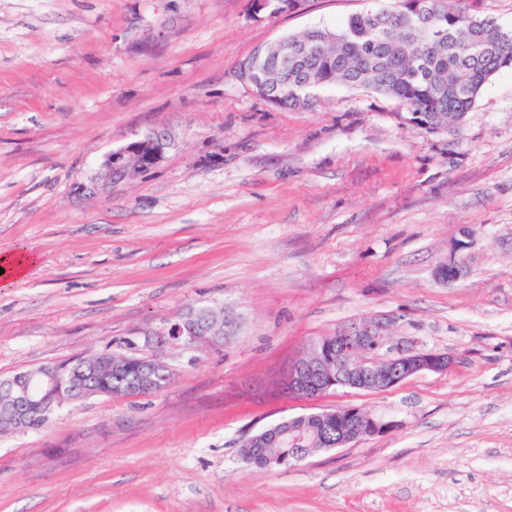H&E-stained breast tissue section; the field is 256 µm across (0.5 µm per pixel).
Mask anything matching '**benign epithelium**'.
Wrapping results in <instances>:
<instances>
[{"instance_id": "benign-epithelium-1", "label": "benign epithelium", "mask_w": 512, "mask_h": 512, "mask_svg": "<svg viewBox=\"0 0 512 512\" xmlns=\"http://www.w3.org/2000/svg\"><path fill=\"white\" fill-rule=\"evenodd\" d=\"M171 146L163 131H153L107 154L101 165L102 182H92L89 191L122 182H131L148 170L149 157L160 161ZM466 242L456 241L448 262L439 266L436 277L444 282L456 280L462 272L457 254ZM215 310L209 306H191L181 310L162 332L166 341L174 344H206L219 346L235 336L239 318L230 309L224 310V321L213 319ZM391 319L353 324L336 334V346L329 337H320L309 352L295 359L280 380V389L292 396L317 399L332 390L352 388L383 391L403 383L408 378L426 372L444 373L455 359L446 352L419 349L394 340L390 334ZM122 362H136L145 368L140 385L154 384L152 372L163 362L135 355L122 356ZM105 371H112V352H90L65 366H42L21 372L0 381V392L7 397L0 401V422L15 430L36 427L37 419L46 417L65 403L82 402L105 396L97 380ZM394 427L392 421H382L354 407H338L316 418L298 416L284 421L246 439V444L266 449L270 442L286 436L294 442L307 443L308 434L325 449L344 448L363 436L381 434ZM312 453L302 448L283 459L267 457V468L295 466Z\"/></svg>"}]
</instances>
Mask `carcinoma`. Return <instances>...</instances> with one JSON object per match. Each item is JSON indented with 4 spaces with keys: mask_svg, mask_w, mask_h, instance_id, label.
I'll return each instance as SVG.
<instances>
[{
    "mask_svg": "<svg viewBox=\"0 0 512 512\" xmlns=\"http://www.w3.org/2000/svg\"><path fill=\"white\" fill-rule=\"evenodd\" d=\"M288 65L265 48L239 66L238 78L272 104L296 108L311 87L364 86L397 99L414 126L431 132L458 123L484 85L512 68V31L459 9L455 0H399L393 10H367L334 28L286 37ZM138 365L123 380L104 376L112 394L144 393L133 386Z\"/></svg>",
    "mask_w": 512,
    "mask_h": 512,
    "instance_id": "1",
    "label": "carcinoma"
}]
</instances>
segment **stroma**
Wrapping results in <instances>:
<instances>
[{
    "instance_id": "stroma-1",
    "label": "stroma",
    "mask_w": 512,
    "mask_h": 512,
    "mask_svg": "<svg viewBox=\"0 0 512 512\" xmlns=\"http://www.w3.org/2000/svg\"><path fill=\"white\" fill-rule=\"evenodd\" d=\"M0 0V379L93 351L163 360L171 383L93 397L0 435V512H512V70L427 132L340 84L270 104L237 77L260 46L396 0ZM154 130L164 158L88 187ZM462 275L435 276L457 239ZM226 306L221 346L165 343L190 305ZM392 318L456 364L384 391L282 394L322 336ZM356 407L387 433L290 468L241 446ZM37 257L26 250H10L0 253V275L2 281L17 279L25 276L36 265Z\"/></svg>"
}]
</instances>
